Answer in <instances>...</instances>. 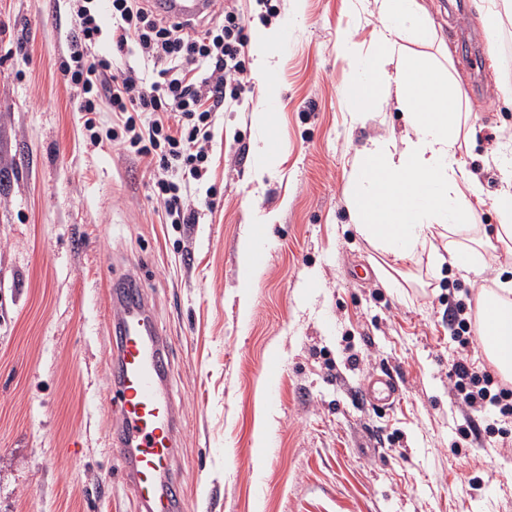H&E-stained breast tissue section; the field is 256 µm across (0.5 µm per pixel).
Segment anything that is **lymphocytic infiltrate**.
<instances>
[{
    "instance_id": "1",
    "label": "lymphocytic infiltrate",
    "mask_w": 512,
    "mask_h": 512,
    "mask_svg": "<svg viewBox=\"0 0 512 512\" xmlns=\"http://www.w3.org/2000/svg\"><path fill=\"white\" fill-rule=\"evenodd\" d=\"M73 19L69 57L62 73L76 93L75 108L98 144L101 93L113 112L123 115L113 139L141 157H158L165 169H179L201 180L209 172L214 113L239 101L247 90L241 61L243 18L225 6L221 22L186 33L183 21L162 12L156 0H109L110 26H102L99 0H68ZM109 42L125 65L112 69L96 49ZM157 195L169 223L195 224L199 212L177 182L159 179ZM458 407L477 417H512V388L495 387L487 373L466 358L451 365Z\"/></svg>"
}]
</instances>
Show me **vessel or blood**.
<instances>
[{"instance_id":"1","label":"vessel or blood","mask_w":512,"mask_h":512,"mask_svg":"<svg viewBox=\"0 0 512 512\" xmlns=\"http://www.w3.org/2000/svg\"><path fill=\"white\" fill-rule=\"evenodd\" d=\"M169 14L189 19L211 9L212 0H163ZM120 336L113 350L117 372L108 392L117 401L119 422L113 440L124 461L122 481L144 512H181L184 489L170 473L178 420L168 387V339L152 321L141 290L114 296ZM361 391L379 407L392 405L397 388L385 373H375Z\"/></svg>"}]
</instances>
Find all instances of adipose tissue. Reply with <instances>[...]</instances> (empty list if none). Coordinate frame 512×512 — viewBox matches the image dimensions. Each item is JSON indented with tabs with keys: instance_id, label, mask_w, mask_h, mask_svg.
Here are the masks:
<instances>
[{
	"instance_id": "ef3b65f1",
	"label": "adipose tissue",
	"mask_w": 512,
	"mask_h": 512,
	"mask_svg": "<svg viewBox=\"0 0 512 512\" xmlns=\"http://www.w3.org/2000/svg\"><path fill=\"white\" fill-rule=\"evenodd\" d=\"M379 21L374 53L345 88L354 121L361 122L378 95L395 99L406 115L400 137L374 139L358 151L352 170L357 187L348 205L359 232L394 263L413 259L436 237L468 235L436 263L475 266L493 243L512 244V186L491 200L499 224L494 235L474 222L479 180L457 157L461 115L458 86L430 56L411 51L435 37L419 0H368ZM478 334L483 350L503 374H512V284L480 298Z\"/></svg>"
}]
</instances>
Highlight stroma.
<instances>
[{"instance_id": "1", "label": "stroma", "mask_w": 512, "mask_h": 512, "mask_svg": "<svg viewBox=\"0 0 512 512\" xmlns=\"http://www.w3.org/2000/svg\"><path fill=\"white\" fill-rule=\"evenodd\" d=\"M420 2L438 35L428 52L459 84L457 154L491 231L487 199L512 161V23L486 31L484 0ZM237 5L253 91L214 118L199 223L168 224L155 182L182 171L125 152L107 108L92 146L74 110L66 0H0V512H138L130 490L106 484L121 463L111 295L131 274L170 339L184 512H512V421L467 432L448 325L449 303L475 310L512 282V258L491 252L465 271L421 253L389 280L391 257L357 232L346 199L356 153L405 117L381 98L352 122L354 62L337 49L349 32L369 51L376 17L362 0ZM283 27L288 44H273L262 75L253 41ZM270 95L278 108L258 125ZM258 224L269 259L245 305L239 244ZM271 362L281 402L269 410ZM372 371L396 381L390 409L359 395Z\"/></svg>"}]
</instances>
